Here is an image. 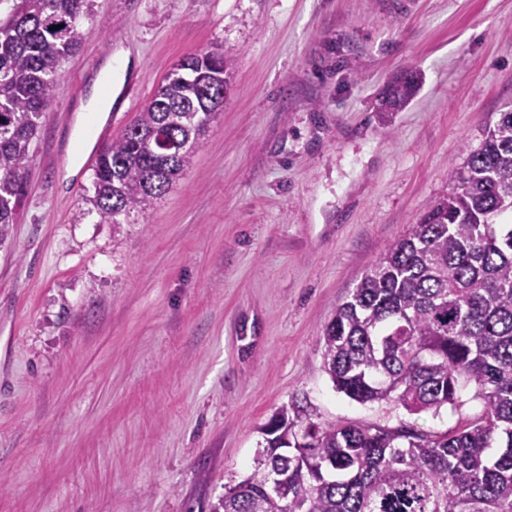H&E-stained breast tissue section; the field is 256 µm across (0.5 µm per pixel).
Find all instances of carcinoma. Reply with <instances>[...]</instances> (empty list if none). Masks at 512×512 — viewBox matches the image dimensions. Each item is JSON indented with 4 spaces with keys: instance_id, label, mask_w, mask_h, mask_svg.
Wrapping results in <instances>:
<instances>
[{
    "instance_id": "1",
    "label": "carcinoma",
    "mask_w": 512,
    "mask_h": 512,
    "mask_svg": "<svg viewBox=\"0 0 512 512\" xmlns=\"http://www.w3.org/2000/svg\"><path fill=\"white\" fill-rule=\"evenodd\" d=\"M89 0H14L0 18V240L57 67ZM231 64L181 58L138 117L100 152L89 203L103 221L148 212L191 166L224 110ZM419 90L398 74L384 111ZM448 194L363 273L323 334L335 389L361 403L439 413L473 383L483 412L461 429L309 421L282 408L251 472L210 512H512V108L450 173ZM502 445L489 455L493 443Z\"/></svg>"
}]
</instances>
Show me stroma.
I'll return each instance as SVG.
<instances>
[{"instance_id": "stroma-1", "label": "stroma", "mask_w": 512, "mask_h": 512, "mask_svg": "<svg viewBox=\"0 0 512 512\" xmlns=\"http://www.w3.org/2000/svg\"><path fill=\"white\" fill-rule=\"evenodd\" d=\"M0 244V512H208L283 406L446 431L338 393L323 330L512 106V0H91ZM233 65L191 167L127 223L90 213L94 131L184 55ZM138 94L91 111L105 66ZM420 89L379 96L402 69ZM419 90V81L413 71L403 70L398 74L384 99L383 112H399L411 101Z\"/></svg>"}]
</instances>
